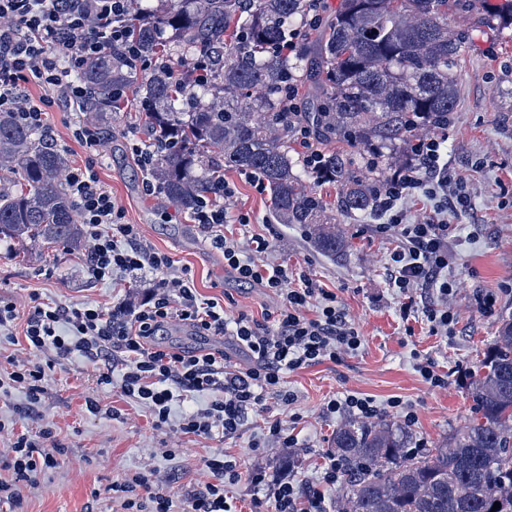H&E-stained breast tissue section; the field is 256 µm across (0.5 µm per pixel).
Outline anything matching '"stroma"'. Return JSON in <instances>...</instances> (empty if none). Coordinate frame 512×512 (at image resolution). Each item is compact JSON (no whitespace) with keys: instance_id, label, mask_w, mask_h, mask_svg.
<instances>
[{"instance_id":"obj_1","label":"stroma","mask_w":512,"mask_h":512,"mask_svg":"<svg viewBox=\"0 0 512 512\" xmlns=\"http://www.w3.org/2000/svg\"><path fill=\"white\" fill-rule=\"evenodd\" d=\"M448 26L465 32L469 42L458 71L460 102L450 116L443 158L469 196L470 207L462 213L444 210L438 199L421 190L400 204L406 223L435 216L449 225L444 274L453 286L448 303L454 321L448 329L432 331L424 316L427 289L416 286L402 294L390 287L387 262L397 241L377 231L376 215L338 212L336 222L344 229L348 249L332 258L314 248L310 226L278 223L269 193H258L242 171L225 169V181L235 187L225 208L229 215L251 217L249 226H227L243 256L283 266L295 277L308 275L336 294L363 336L359 349L337 362L287 372L284 388L293 394V404L284 410L277 399L267 398L264 408L249 413L240 434L231 439L177 431L181 416L204 409L210 394L175 401L169 421L158 426L148 408L123 394L121 364L112 366L111 385L99 388L79 354L54 360L44 354L30 356V363L51 365L42 403L38 411L27 412L23 389L0 388V452L18 434L34 436L49 425L68 454L23 488L22 512H103L109 486L138 471L173 493L174 512H185L188 495L210 480L206 458L219 450L240 466L241 480L228 489L238 512H252L254 498H269L281 480L318 487L332 505L339 488L323 484L322 456L330 452L331 438L347 416L328 414L329 400L349 394L370 397L383 408V420L398 425L402 419L388 403L400 399L416 415L413 443L428 449L468 421L474 405L470 374L493 342L501 317L512 314V25L490 30L473 15L454 13ZM128 101L125 111L112 115L105 156L94 160L72 136L78 114L48 112L57 148L71 164H93L124 209L126 223L138 225L150 248L168 254L175 271L186 272L200 295L218 300L234 316L243 313L262 321L276 313L279 298L239 282L225 267L223 252L206 246L191 217L160 195H145V172L130 146L149 142V118L136 93H129ZM255 235L268 240L267 252L254 251ZM85 258L82 249L47 250L34 243L19 247L0 241V300L12 303L17 313L9 330L0 331V371L18 352L16 342L23 337L33 295L62 306L92 302L134 308L165 277L161 271L118 273L94 283ZM488 295L495 304L486 309L482 301ZM406 302L412 305L407 314L401 311ZM426 361L447 377V387H431L422 378L418 366ZM90 390L101 407L96 414L83 409ZM281 415L296 439L289 448L267 439V419ZM286 454L293 458L288 467L282 464ZM253 470L266 474L262 490H254L247 479Z\"/></svg>"}]
</instances>
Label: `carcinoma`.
Returning <instances> with one entry per match:
<instances>
[{
	"instance_id": "1",
	"label": "carcinoma",
	"mask_w": 512,
	"mask_h": 512,
	"mask_svg": "<svg viewBox=\"0 0 512 512\" xmlns=\"http://www.w3.org/2000/svg\"><path fill=\"white\" fill-rule=\"evenodd\" d=\"M129 34L140 58L165 55L171 67L211 52L223 55L208 83L192 90L176 72L137 67L117 49L89 59L78 79L87 111L104 120L134 90L162 151L150 168L158 193L195 213L222 198L220 170L254 172L266 181L281 224L313 225L314 247L340 258L347 245L336 215L306 186L288 156L289 137L306 126L325 142L315 180L338 189L345 213H371L393 155L412 133L450 119L457 71L466 51L448 14L473 13L489 29L512 25V0H340L316 56H288L272 46L308 21L309 0H129ZM312 67L325 100L296 116L284 111L288 74ZM173 134L169 141L166 134ZM67 156L41 134L0 112V241L45 248L84 244L76 205L63 179ZM474 416L443 444L407 458L409 432L388 423L350 421L332 447L349 474L337 512H512V315L470 374ZM500 508L492 510L494 503Z\"/></svg>"
}]
</instances>
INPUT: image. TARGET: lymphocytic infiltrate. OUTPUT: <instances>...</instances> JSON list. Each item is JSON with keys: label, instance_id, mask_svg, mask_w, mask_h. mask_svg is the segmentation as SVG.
Segmentation results:
<instances>
[{"label": "lymphocytic infiltrate", "instance_id": "lymphocytic-infiltrate-1", "mask_svg": "<svg viewBox=\"0 0 512 512\" xmlns=\"http://www.w3.org/2000/svg\"><path fill=\"white\" fill-rule=\"evenodd\" d=\"M126 0H0V112L12 113L22 125L46 132L50 109L83 108L87 91L76 75L86 56L115 43H128ZM42 88L32 99L30 85ZM444 125L431 136L416 139L410 152L415 159L378 195V213L384 222L379 232L395 236L400 246L387 267L393 287L405 291L422 284L431 288L434 301L424 309L433 327L454 320L448 307L452 286L442 272L448 266V227L438 218L418 224L403 221L397 203L426 182L444 187L452 180L442 163ZM66 184L72 194L88 242L87 272L97 282L117 272L172 268V258L140 242L137 225L124 221V211L101 183L92 164L71 168ZM193 219L207 240L224 252V261L240 281L275 291L282 299L276 319L266 324L246 315L227 318L223 306L202 298L181 276L164 279L134 310L106 308L92 303L63 307L34 298L23 331L28 353L53 352L56 357L80 353L96 374V383L112 382V365L125 368L122 391L145 405L157 424L167 423L176 395L211 393L207 408L185 415L178 425L184 434L197 436L221 432L239 434L249 411L261 408L267 396L283 406L293 398L283 388V374L337 360L357 350L360 332L352 326L333 293L312 279L291 281L285 268L256 264L241 258L237 242L224 226L229 217L223 205L204 202ZM315 306L314 316L305 313ZM189 324L202 336H232L250 354L252 364L231 371L223 352L198 353L161 345L158 336L173 323ZM66 453L52 428L38 436L17 435L4 463L11 474L0 482V501L19 504L21 490L38 475L55 468ZM211 475L204 489L191 495L188 512H233L225 494L241 474L235 460L217 452L206 460ZM112 498L122 512H172L173 497L153 487L146 473L138 472L111 486ZM273 512H328L317 488L299 489L278 483Z\"/></svg>", "mask_w": 512, "mask_h": 512}]
</instances>
